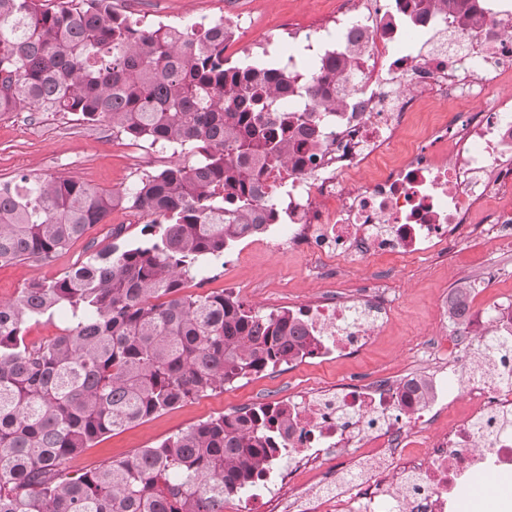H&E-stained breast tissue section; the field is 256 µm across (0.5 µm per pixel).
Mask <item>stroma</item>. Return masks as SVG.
<instances>
[{
	"label": "stroma",
	"mask_w": 512,
	"mask_h": 512,
	"mask_svg": "<svg viewBox=\"0 0 512 512\" xmlns=\"http://www.w3.org/2000/svg\"><path fill=\"white\" fill-rule=\"evenodd\" d=\"M351 0H123L120 12L143 23L178 25L209 19L233 25L235 37L226 57L235 62L278 63L280 49L289 45L299 62L313 59L306 48L310 30L335 31L336 17ZM125 136L105 122L89 123L73 114L23 112L0 116V179L20 173L50 174L93 186L121 190L144 173L165 168L172 159L191 165L195 154H173L145 142L126 148ZM148 219L116 209L88 237L75 241L48 264L26 262L0 267V301L18 296L32 279L52 280L83 261L88 243L103 248L143 240ZM313 255L276 249L247 238L225 249L220 260L208 263L204 277L187 280L185 294L226 290L262 313L287 308L305 297L327 294L341 281L361 285L372 278L392 282L399 296L388 321L372 345L340 359L302 360L226 386L224 391L197 398L139 425L103 437L72 461L77 474L108 459H121L155 445L208 417L245 406L277 404L296 391L367 382L396 375L411 367L416 344L437 335V300L445 291L470 283L473 276L495 267L508 270L490 296L512 292V251L483 239L464 238L448 251L432 254L409 266L385 259L378 264L348 257L337 260L332 275L314 277Z\"/></svg>",
	"instance_id": "1"
}]
</instances>
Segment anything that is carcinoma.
<instances>
[{
    "label": "carcinoma",
    "mask_w": 512,
    "mask_h": 512,
    "mask_svg": "<svg viewBox=\"0 0 512 512\" xmlns=\"http://www.w3.org/2000/svg\"><path fill=\"white\" fill-rule=\"evenodd\" d=\"M478 0H417L467 27ZM222 22L149 26L112 0H0V115L78 114L134 141L189 149L112 191L19 174L0 181V266L49 263L119 206L153 217L146 239L110 245L60 277L0 302V512H224V497L288 440L270 405L203 420L159 444L72 476L105 435L311 354L298 314L260 312L231 293L186 295L202 260L266 231L260 176L323 137L315 111L336 109L351 55L320 57L312 80L284 64L224 57ZM297 98L293 112L279 98ZM467 286L453 291L460 324ZM65 309L69 325L38 343L27 324Z\"/></svg>",
    "instance_id": "obj_1"
}]
</instances>
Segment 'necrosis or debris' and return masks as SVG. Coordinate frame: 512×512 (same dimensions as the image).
Here are the masks:
<instances>
[{
  "instance_id": "4bbe7bcc",
  "label": "necrosis or debris",
  "mask_w": 512,
  "mask_h": 512,
  "mask_svg": "<svg viewBox=\"0 0 512 512\" xmlns=\"http://www.w3.org/2000/svg\"><path fill=\"white\" fill-rule=\"evenodd\" d=\"M413 0L381 11L358 0L336 22L334 50L357 44L352 103L328 113L318 158L304 170H265V198L285 207L276 238L313 251L315 274L341 256L430 255L447 250L480 202L512 187V105L498 97L512 79V10H484L461 28L428 17L403 22ZM489 102V109L431 113L424 133L407 131L422 101ZM396 299L376 282L300 306L320 336L314 356L363 349ZM512 337V294L466 318L450 346L419 350L403 379L303 391L287 402L294 424L276 463L225 512H453L458 485L476 468L512 471V387L484 373L488 345ZM462 415L453 416L458 401ZM355 457L360 472L337 470Z\"/></svg>"
}]
</instances>
